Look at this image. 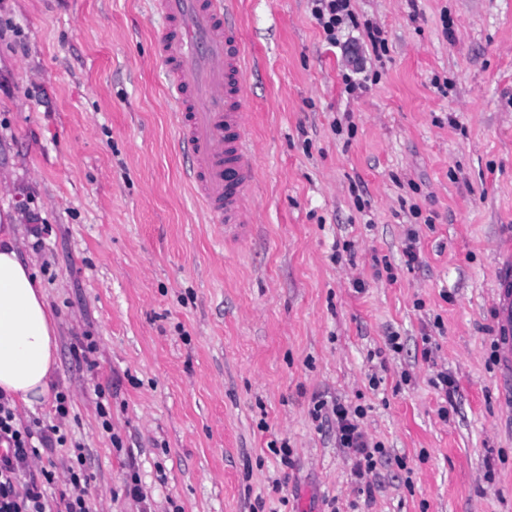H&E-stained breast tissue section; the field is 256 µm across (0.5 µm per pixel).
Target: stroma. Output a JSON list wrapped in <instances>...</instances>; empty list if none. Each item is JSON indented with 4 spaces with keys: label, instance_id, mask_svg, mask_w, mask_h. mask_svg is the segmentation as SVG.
I'll return each mask as SVG.
<instances>
[{
    "label": "stroma",
    "instance_id": "35a3bbf8",
    "mask_svg": "<svg viewBox=\"0 0 512 512\" xmlns=\"http://www.w3.org/2000/svg\"><path fill=\"white\" fill-rule=\"evenodd\" d=\"M237 2L261 186L242 243L186 186L153 0H0V222L69 396L21 420L62 424L58 470L81 445L92 512H512V0H354L380 58L328 45L309 0ZM317 397L365 408L376 471ZM500 331L503 335L498 336V346L502 360L512 363V293L511 297L503 291L500 293V301L497 305ZM511 313V321H510Z\"/></svg>",
    "mask_w": 512,
    "mask_h": 512
}]
</instances>
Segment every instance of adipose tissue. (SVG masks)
<instances>
[{
	"mask_svg": "<svg viewBox=\"0 0 512 512\" xmlns=\"http://www.w3.org/2000/svg\"><path fill=\"white\" fill-rule=\"evenodd\" d=\"M56 328L41 284L12 225L0 229V392L26 406L47 401L56 368Z\"/></svg>",
	"mask_w": 512,
	"mask_h": 512,
	"instance_id": "ef3b65f1",
	"label": "adipose tissue"
}]
</instances>
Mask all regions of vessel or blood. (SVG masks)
Masks as SVG:
<instances>
[{
	"mask_svg": "<svg viewBox=\"0 0 512 512\" xmlns=\"http://www.w3.org/2000/svg\"><path fill=\"white\" fill-rule=\"evenodd\" d=\"M168 22L155 42L169 83L167 98L188 159L185 178L228 241L241 242L253 222L250 198L257 161L243 102L249 56L231 0H153ZM504 362L512 363V296L497 305Z\"/></svg>",
	"mask_w": 512,
	"mask_h": 512,
	"instance_id": "b4317fda",
	"label": "vessel or blood"
}]
</instances>
